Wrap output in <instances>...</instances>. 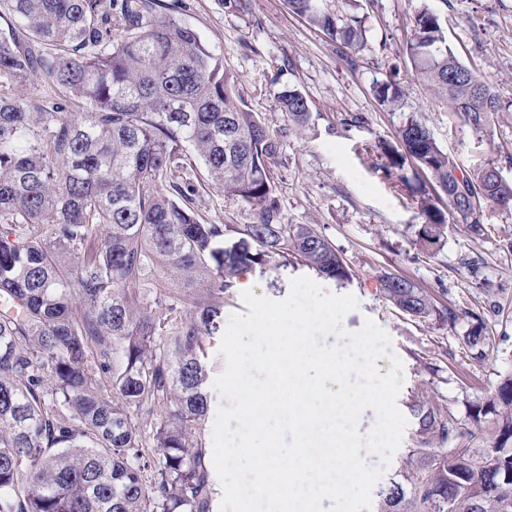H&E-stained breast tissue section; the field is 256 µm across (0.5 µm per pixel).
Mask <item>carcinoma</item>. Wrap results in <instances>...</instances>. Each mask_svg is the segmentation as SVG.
<instances>
[{
    "instance_id": "obj_1",
    "label": "carcinoma",
    "mask_w": 512,
    "mask_h": 512,
    "mask_svg": "<svg viewBox=\"0 0 512 512\" xmlns=\"http://www.w3.org/2000/svg\"><path fill=\"white\" fill-rule=\"evenodd\" d=\"M287 2L336 51L361 47V26ZM441 18L423 6L405 54L450 114L484 130L500 100L447 45ZM0 19V512H212L206 341L224 333V293L276 257L341 282L351 269L313 225L281 222L276 133L163 0H0ZM29 78L55 95L15 98L10 84ZM374 96L394 106L401 90L387 79ZM277 99L307 121L298 88ZM398 137L377 146L380 168L411 163L447 200L417 191L424 241L449 222L481 232L485 201L512 211L499 166L461 168L413 115ZM194 162L258 221L235 238L200 222ZM377 282L398 310L433 314L408 279ZM413 408L420 462L379 512H512V377L474 410L477 423L492 415L483 449L453 415Z\"/></svg>"
}]
</instances>
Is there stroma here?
Instances as JSON below:
<instances>
[{
    "label": "stroma",
    "mask_w": 512,
    "mask_h": 512,
    "mask_svg": "<svg viewBox=\"0 0 512 512\" xmlns=\"http://www.w3.org/2000/svg\"><path fill=\"white\" fill-rule=\"evenodd\" d=\"M438 0H319L323 11L362 18L365 45L345 58L324 32L294 14L286 0H251L244 14L226 12L220 0H179L176 16L223 58L237 78L249 109L276 130L279 152L270 176L286 224H311L328 238L353 270L350 281L320 279L325 291L355 296L346 330L374 321L402 363L397 406L406 418L402 443L376 488L402 481L416 446L413 400H424L465 419L471 404L485 401L512 377V212L485 203V224L473 234L448 225L434 245L420 238L422 219L410 185L425 176L412 165L388 176L378 171L373 148L397 142L409 115L426 124L437 144L465 169L504 166L512 155V0H448L447 43L500 98L502 108L485 130L453 117L443 100L416 77L404 50L413 15ZM395 77L403 98L396 108L379 105L377 82ZM298 88L310 116L301 126L279 109L278 93ZM364 123H354V116ZM202 221L240 228L255 223L249 205L206 186L196 199ZM394 272L413 281L440 308L454 310L455 324L404 314L383 299L377 277ZM255 295L285 299L292 279L314 277L297 262L269 263L247 271ZM485 322L484 356L466 342L473 315Z\"/></svg>",
    "instance_id": "35a3bbf8"
}]
</instances>
